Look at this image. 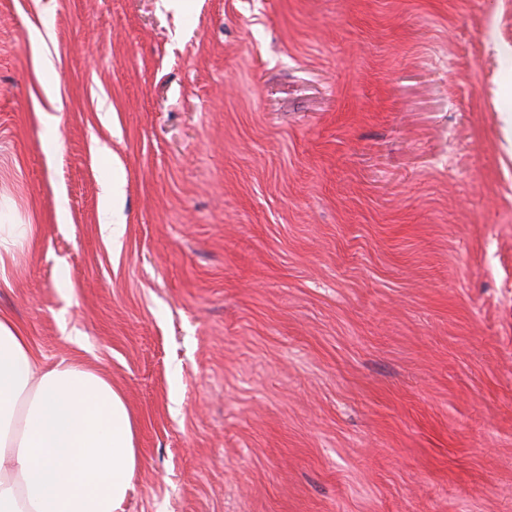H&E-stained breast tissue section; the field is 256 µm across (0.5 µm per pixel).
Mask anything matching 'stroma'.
<instances>
[{"mask_svg":"<svg viewBox=\"0 0 512 512\" xmlns=\"http://www.w3.org/2000/svg\"><path fill=\"white\" fill-rule=\"evenodd\" d=\"M505 112L512 0H0V311L126 512H512Z\"/></svg>","mask_w":512,"mask_h":512,"instance_id":"1","label":"stroma"}]
</instances>
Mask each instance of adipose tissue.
I'll return each instance as SVG.
<instances>
[{
    "label": "adipose tissue",
    "mask_w": 512,
    "mask_h": 512,
    "mask_svg": "<svg viewBox=\"0 0 512 512\" xmlns=\"http://www.w3.org/2000/svg\"><path fill=\"white\" fill-rule=\"evenodd\" d=\"M139 465L121 389L0 313V512H125Z\"/></svg>",
    "instance_id": "ef3b65f1"
}]
</instances>
